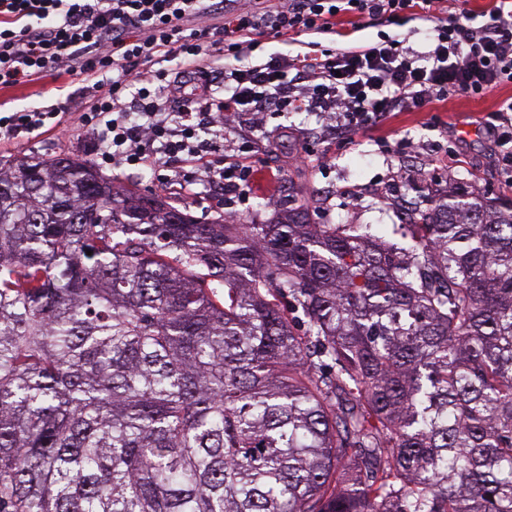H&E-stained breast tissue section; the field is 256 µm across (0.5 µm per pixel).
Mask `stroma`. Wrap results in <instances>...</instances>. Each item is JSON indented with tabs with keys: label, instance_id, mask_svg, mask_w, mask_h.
I'll use <instances>...</instances> for the list:
<instances>
[{
	"label": "stroma",
	"instance_id": "1",
	"mask_svg": "<svg viewBox=\"0 0 512 512\" xmlns=\"http://www.w3.org/2000/svg\"><path fill=\"white\" fill-rule=\"evenodd\" d=\"M432 25L412 20L402 24L369 25L353 33L356 41L374 42L384 36L407 38L421 50ZM512 97V83L480 97H456L429 104L421 112H398L383 123L354 133L351 139L324 144L312 139L316 116L281 112L267 126L282 130L279 138L264 140L255 156L257 179L247 196L234 203L242 224H260L277 205L308 208L319 224H363L406 252L412 229L398 214L397 202L425 205L451 184L478 186L487 193L512 198L497 163V150L470 119L497 109ZM65 100L69 111L83 110L87 100L79 82L60 89L57 79L0 89V102L15 107H40ZM86 132L77 124L67 129L33 133L0 145V161L59 154L89 159Z\"/></svg>",
	"mask_w": 512,
	"mask_h": 512
}]
</instances>
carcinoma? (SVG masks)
<instances>
[{"mask_svg": "<svg viewBox=\"0 0 512 512\" xmlns=\"http://www.w3.org/2000/svg\"><path fill=\"white\" fill-rule=\"evenodd\" d=\"M413 226L0 164V512H512V199Z\"/></svg>", "mask_w": 512, "mask_h": 512, "instance_id": "carcinoma-1", "label": "carcinoma"}]
</instances>
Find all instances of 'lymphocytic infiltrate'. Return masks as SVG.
I'll return each mask as SVG.
<instances>
[{
    "mask_svg": "<svg viewBox=\"0 0 512 512\" xmlns=\"http://www.w3.org/2000/svg\"><path fill=\"white\" fill-rule=\"evenodd\" d=\"M223 10L219 37L208 0H0V88L79 78L91 104L78 122L100 166L159 169L170 187L201 179L231 195L256 175L254 134L269 113L312 112L324 131L355 132L512 83V0H491L477 15L449 12L448 0H224ZM402 19L432 22L425 51L395 38L337 49L317 40L340 22ZM296 35L312 36L309 52L242 64L259 38ZM217 55L226 60L220 96L208 65ZM66 117L60 102L0 103V142ZM211 131L224 142L223 162L210 158Z\"/></svg>",
    "mask_w": 512,
    "mask_h": 512,
    "instance_id": "obj_1",
    "label": "lymphocytic infiltrate"
}]
</instances>
